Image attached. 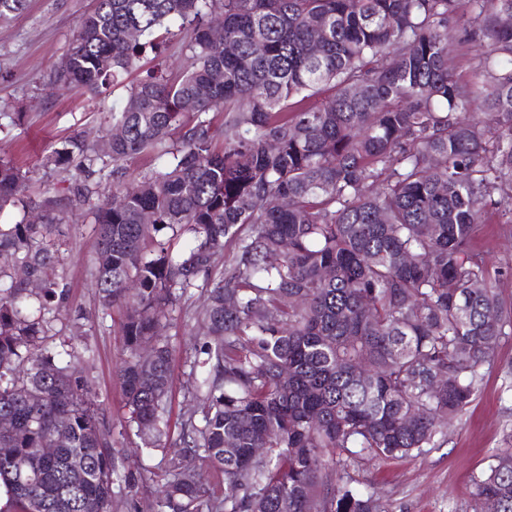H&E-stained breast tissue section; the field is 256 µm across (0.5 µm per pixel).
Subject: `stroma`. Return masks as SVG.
Instances as JSON below:
<instances>
[{"instance_id": "stroma-1", "label": "stroma", "mask_w": 512, "mask_h": 512, "mask_svg": "<svg viewBox=\"0 0 512 512\" xmlns=\"http://www.w3.org/2000/svg\"><path fill=\"white\" fill-rule=\"evenodd\" d=\"M95 0H28L27 10L0 23V159L27 173L25 192L33 197L63 194L81 181L77 169L44 166L45 155L73 135L96 141L106 132L108 113L121 110L129 85L148 69H178L186 62L179 44L101 96L58 88L57 71L76 39L81 15ZM55 235L61 244L58 268L69 290L67 309L53 323L47 344L73 348L75 363L112 433L119 475L132 476V492L117 495L114 512H157L160 486L169 478L167 451L148 450L125 423L117 367L125 352L121 308L99 303L93 260L95 225L88 208L63 207ZM491 269L501 270L500 296L512 301V224H488L478 242ZM204 298L192 290L160 327L171 350V398L166 414L168 447L174 446L189 407L192 363L207 333L199 316ZM479 393L463 416L450 424L440 447L426 454L352 467L354 484L378 492L387 512H484L473 478L492 455L512 448V335L503 337L482 365Z\"/></svg>"}]
</instances>
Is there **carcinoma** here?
<instances>
[{
	"label": "carcinoma",
	"instance_id": "1",
	"mask_svg": "<svg viewBox=\"0 0 512 512\" xmlns=\"http://www.w3.org/2000/svg\"><path fill=\"white\" fill-rule=\"evenodd\" d=\"M461 5L486 38L479 85L448 70ZM25 8L0 0V20ZM509 16L512 0H97L81 18L65 86L100 94L159 53L162 29L187 59L131 88L108 148L75 135L46 157L87 179L112 165V198L92 208L107 254L96 287L103 308L124 310L128 422L151 450L171 377L158 329L190 290L206 294L213 340L161 512H213L198 461L224 473V512H384L352 486L351 463L437 447L475 399L480 366L512 335V304L476 247L483 225L512 218ZM476 101L484 111L469 112ZM148 151L159 164L125 182L123 163ZM24 181L0 160V210L23 212L0 228V416L13 420L0 431V512H112L110 430L71 351L45 345L47 314L68 301L51 240L60 199L26 196ZM50 434L60 441L46 458ZM474 485L486 512H512V449Z\"/></svg>",
	"mask_w": 512,
	"mask_h": 512
}]
</instances>
